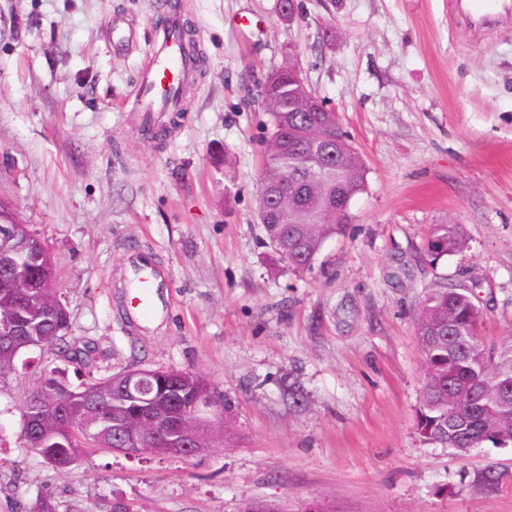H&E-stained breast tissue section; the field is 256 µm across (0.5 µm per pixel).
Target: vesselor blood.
Returning a JSON list of instances; mask_svg holds the SVG:
<instances>
[{"label":"vessel or blood","mask_w":512,"mask_h":512,"mask_svg":"<svg viewBox=\"0 0 512 512\" xmlns=\"http://www.w3.org/2000/svg\"><path fill=\"white\" fill-rule=\"evenodd\" d=\"M453 18L472 35L512 28V0H449ZM183 25L175 11H167L151 52L152 64L140 80L135 109L145 125L162 120L166 113L182 109L181 83L191 69L181 50ZM122 276L133 298L128 319L140 330H151L170 314V272L149 253H126Z\"/></svg>","instance_id":"obj_1"}]
</instances>
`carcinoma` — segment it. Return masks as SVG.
<instances>
[{"label": "carcinoma", "mask_w": 512, "mask_h": 512, "mask_svg": "<svg viewBox=\"0 0 512 512\" xmlns=\"http://www.w3.org/2000/svg\"><path fill=\"white\" fill-rule=\"evenodd\" d=\"M310 94V105L301 106L300 100L288 96L281 101L280 111L270 112L271 137L278 139L285 148L283 159L278 154H265L259 175L257 207L264 205L263 187L275 177L292 189L304 182L307 176L306 161L311 150L312 134L320 118L336 120V113L315 111L317 103ZM334 170L311 197L304 216L316 220L314 224H300L291 217L281 224H264L265 239L274 236L288 243L284 255L270 247L277 265L300 272L311 267L309 259L313 246L307 235L312 233L324 239L343 234L351 221L352 200L364 192L367 170L363 159L352 143L336 140ZM467 239L460 224H436L425 243V250L437 260L463 250ZM54 268L52 253L27 270L32 281L41 282L44 270ZM20 303L25 313L36 320L47 309L60 307V314L70 316L56 288H26L15 292L0 288V311ZM480 316L473 314L469 296L456 290L436 288L424 299L415 323L422 352L424 384L419 396L417 433L426 444H440L464 454L466 448H476L489 440L486 430H491L502 442L512 444V399L500 398L499 391L512 390V363L504 362L502 355L512 351V344L498 350L477 339ZM39 335L50 356L43 372L51 380H59L53 364L63 361L77 365L84 375L100 383L106 398L84 410L85 418L76 426L69 415L81 404L69 396L43 389L38 385L28 391L25 405L45 407L43 425L48 436L41 440L42 458L58 470L61 457L80 455L88 448L112 447V435L100 429L98 419L108 418L113 423L126 421L130 401L112 376H97L98 367L93 347L67 335V330L57 326L41 328Z\"/></svg>", "instance_id": "1"}]
</instances>
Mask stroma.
<instances>
[{"instance_id":"stroma-1","label":"stroma","mask_w":512,"mask_h":512,"mask_svg":"<svg viewBox=\"0 0 512 512\" xmlns=\"http://www.w3.org/2000/svg\"><path fill=\"white\" fill-rule=\"evenodd\" d=\"M201 62L180 117L134 112L153 0H0V201L55 260L69 336L99 371L208 377L228 422L190 457L91 448L59 471L23 448L25 351L0 376V512L49 493L68 512H512V445L421 442L415 315L468 293L490 345L512 341V32L473 39L448 0H177ZM128 41L112 42L108 20ZM293 65L362 155L367 189L311 269L275 265L256 217L265 78ZM436 224L466 248L440 259ZM173 275L171 313L129 323V245ZM467 239L462 225L436 224L425 243V250L432 259H440L463 250Z\"/></svg>"}]
</instances>
